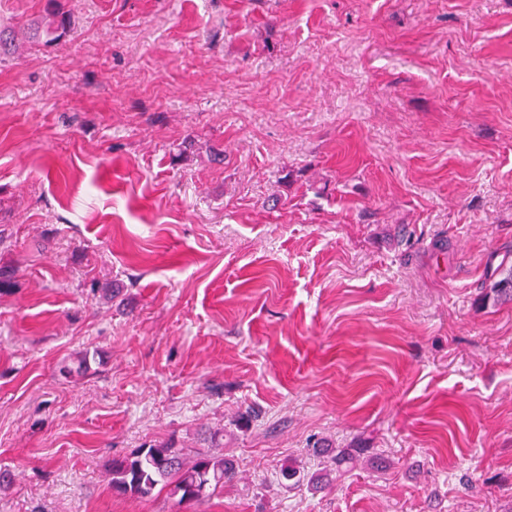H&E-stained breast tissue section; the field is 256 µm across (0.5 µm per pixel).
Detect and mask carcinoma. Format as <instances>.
<instances>
[{
    "instance_id": "1",
    "label": "carcinoma",
    "mask_w": 512,
    "mask_h": 512,
    "mask_svg": "<svg viewBox=\"0 0 512 512\" xmlns=\"http://www.w3.org/2000/svg\"><path fill=\"white\" fill-rule=\"evenodd\" d=\"M483 299L497 303L512 300V266H504L499 279ZM218 438L212 448L188 450L169 440L145 445L128 456L112 458L108 471L112 492L122 497L149 499L156 489H165L177 504L192 509L205 498L224 490L233 480V466L217 453Z\"/></svg>"
}]
</instances>
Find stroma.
Returning a JSON list of instances; mask_svg holds the SVG:
<instances>
[{"label":"stroma","instance_id":"obj_1","mask_svg":"<svg viewBox=\"0 0 512 512\" xmlns=\"http://www.w3.org/2000/svg\"><path fill=\"white\" fill-rule=\"evenodd\" d=\"M1 28L0 512H183L107 466L216 431L237 475L196 512H512V302L479 300L512 264V0Z\"/></svg>","mask_w":512,"mask_h":512}]
</instances>
